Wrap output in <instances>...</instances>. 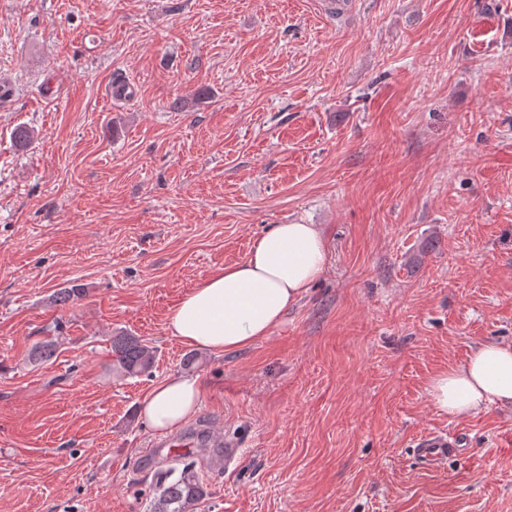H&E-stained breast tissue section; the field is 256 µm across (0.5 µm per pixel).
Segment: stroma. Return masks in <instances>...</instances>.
<instances>
[{"mask_svg":"<svg viewBox=\"0 0 512 512\" xmlns=\"http://www.w3.org/2000/svg\"><path fill=\"white\" fill-rule=\"evenodd\" d=\"M276 224L320 225L326 268L196 353L194 417L241 448L188 452L197 512H512V410L428 393L512 343V0H0V512H150L138 407L191 352L166 316ZM119 331L151 374L113 371ZM433 432L465 454L421 464Z\"/></svg>","mask_w":512,"mask_h":512,"instance_id":"obj_1","label":"stroma"}]
</instances>
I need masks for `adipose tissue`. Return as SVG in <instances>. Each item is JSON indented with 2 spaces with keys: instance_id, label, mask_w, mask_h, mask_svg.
<instances>
[{
  "instance_id": "obj_1",
  "label": "adipose tissue",
  "mask_w": 512,
  "mask_h": 512,
  "mask_svg": "<svg viewBox=\"0 0 512 512\" xmlns=\"http://www.w3.org/2000/svg\"><path fill=\"white\" fill-rule=\"evenodd\" d=\"M327 240L314 224H276L252 245L245 262L202 279L169 312L165 328L182 344L215 353L248 346L272 332L321 276ZM201 383L173 376L144 399L139 414L160 433L172 431L195 412ZM433 405L455 418L487 406L512 408V344L482 343L467 360L430 384Z\"/></svg>"
}]
</instances>
